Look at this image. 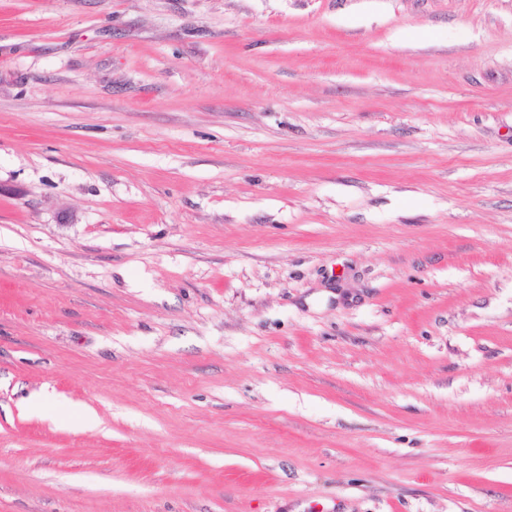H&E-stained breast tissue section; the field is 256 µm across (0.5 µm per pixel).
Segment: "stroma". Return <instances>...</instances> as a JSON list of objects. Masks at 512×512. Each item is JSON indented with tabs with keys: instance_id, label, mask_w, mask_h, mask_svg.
I'll return each mask as SVG.
<instances>
[{
	"instance_id": "obj_1",
	"label": "stroma",
	"mask_w": 512,
	"mask_h": 512,
	"mask_svg": "<svg viewBox=\"0 0 512 512\" xmlns=\"http://www.w3.org/2000/svg\"><path fill=\"white\" fill-rule=\"evenodd\" d=\"M0 512H512V0H0Z\"/></svg>"
}]
</instances>
